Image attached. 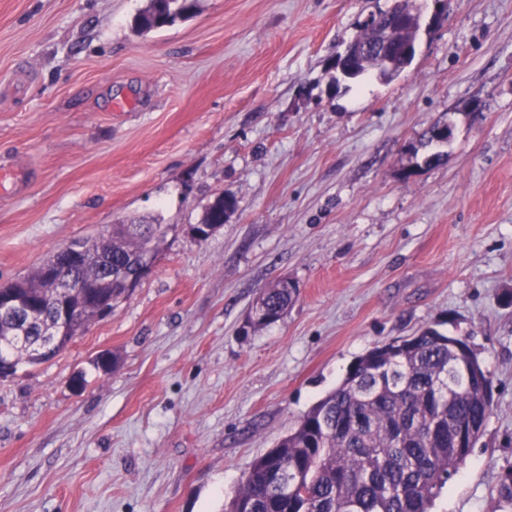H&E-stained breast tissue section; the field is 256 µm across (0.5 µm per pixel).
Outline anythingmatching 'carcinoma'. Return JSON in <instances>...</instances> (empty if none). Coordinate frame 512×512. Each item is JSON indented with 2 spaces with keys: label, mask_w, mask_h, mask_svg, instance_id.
<instances>
[{
  "label": "carcinoma",
  "mask_w": 512,
  "mask_h": 512,
  "mask_svg": "<svg viewBox=\"0 0 512 512\" xmlns=\"http://www.w3.org/2000/svg\"><path fill=\"white\" fill-rule=\"evenodd\" d=\"M194 0H148L134 19L135 30L149 33L190 16ZM413 58H398L381 69L364 56L347 63L352 79L376 75L391 80ZM229 196L217 197L205 208L201 223H224L234 208ZM165 233V225L132 217L112 225L114 236L84 240L83 246L101 254L88 263L66 266L61 272L76 281L95 282L106 270L112 276L141 266L146 241L124 235L129 227ZM42 268L14 281L19 294L31 296L39 319L7 330L0 327V367L16 373L47 358L34 356V346L52 341L55 353L64 350L95 319L93 301L74 297L82 308L76 327L47 336L56 323L51 299L36 296ZM296 294L292 282L278 281L261 291L256 325L279 320ZM470 381H465V373ZM492 380L466 339L429 328L377 346L359 357L343 381L304 413L295 428L276 446L256 458L241 478L224 512H431L435 500L475 448L491 414ZM492 512H512V467L498 481Z\"/></svg>",
  "instance_id": "carcinoma-1"
}]
</instances>
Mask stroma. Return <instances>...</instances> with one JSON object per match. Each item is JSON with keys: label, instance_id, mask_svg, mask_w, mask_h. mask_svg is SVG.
Masks as SVG:
<instances>
[{"label": "stroma", "instance_id": "stroma-1", "mask_svg": "<svg viewBox=\"0 0 512 512\" xmlns=\"http://www.w3.org/2000/svg\"><path fill=\"white\" fill-rule=\"evenodd\" d=\"M146 3L0 0V284L123 216L166 226L128 299L0 378V512H223L357 357L426 328L492 378L434 512H491L512 466V0H426L412 64L348 89L337 52L393 0H196L140 35ZM221 194L234 211L194 241ZM283 278L288 312L247 327Z\"/></svg>", "mask_w": 512, "mask_h": 512}]
</instances>
